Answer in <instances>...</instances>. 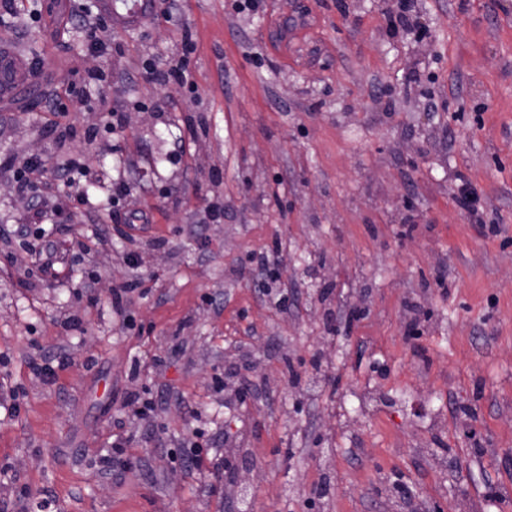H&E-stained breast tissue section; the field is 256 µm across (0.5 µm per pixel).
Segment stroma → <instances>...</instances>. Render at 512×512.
Instances as JSON below:
<instances>
[{
    "instance_id": "obj_1",
    "label": "stroma",
    "mask_w": 512,
    "mask_h": 512,
    "mask_svg": "<svg viewBox=\"0 0 512 512\" xmlns=\"http://www.w3.org/2000/svg\"><path fill=\"white\" fill-rule=\"evenodd\" d=\"M76 2L11 0L42 95L0 91V512H512V0H411L428 39L399 0ZM69 152L86 238L45 270L67 220L14 173Z\"/></svg>"
}]
</instances>
